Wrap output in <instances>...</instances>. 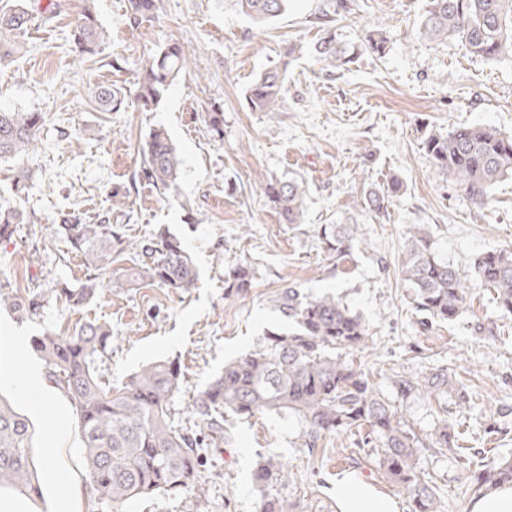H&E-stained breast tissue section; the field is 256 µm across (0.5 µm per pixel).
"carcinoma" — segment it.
Instances as JSON below:
<instances>
[{
    "label": "carcinoma",
    "instance_id": "1",
    "mask_svg": "<svg viewBox=\"0 0 512 512\" xmlns=\"http://www.w3.org/2000/svg\"><path fill=\"white\" fill-rule=\"evenodd\" d=\"M242 12L263 24L280 16L288 0H238ZM130 18L137 23L154 13L156 0H130ZM30 21L24 7L0 13V62L21 53L23 32ZM101 32L91 9H86L73 33L82 55L94 53ZM417 36L423 40H458L471 54L485 60L512 57V0H428ZM387 39L373 30L358 45L342 44L336 32L326 29L314 47L322 69L333 73L365 52L381 55ZM187 52L170 42L144 55L136 101L156 106L165 91L184 71ZM285 72L271 69L247 88L245 101L254 112L276 116L284 106ZM102 108L122 104L121 92L108 86L93 91ZM43 118L38 112L0 110V158L23 155L37 141ZM424 147L437 173L459 186L466 198L486 207L501 180L512 177V133L485 125H457L446 132L433 131ZM142 171L155 185L169 189L181 174L182 159L164 128L153 130L142 146ZM266 195L283 224L302 222L306 187L295 179L272 180ZM357 206L380 210L383 194L370 190L353 200ZM23 215L0 205V239L14 233ZM58 237L81 254L92 273L78 287L58 284V295L68 306L80 308L102 291L101 272L112 266V253L123 245L119 224H81L65 217L51 225ZM321 243L329 257L340 262L361 243L356 224H326ZM140 263V284H158L176 291L196 287L197 271L191 255L165 227L159 226L149 240L135 244ZM472 274L496 293V305L512 314V251L492 249L472 259ZM401 273L415 292L420 312L430 319L451 321L468 305L467 276L441 260L428 229L413 225L403 253ZM252 266L240 263L224 276V288L236 295L251 287ZM34 315L40 308L36 297L0 287V307ZM276 308L286 323L264 332L260 346L224 365L194 400V414L213 443L224 441V412L243 418L269 413L295 415L305 425L304 445L313 448L333 434L368 429L364 444L380 443L379 465L384 474L406 492L411 512H438L439 497L425 473L417 466L426 449H457L448 420L420 436L405 420L365 369L352 356L368 348L369 329L360 312L333 294L313 299L297 286H285ZM49 377L63 390L74 407L84 453L82 466L93 499L117 510L134 498L205 492L200 477L201 447L197 432L187 430L172 412L180 393L182 373L170 361L148 363L118 386L112 385L102 365L112 348V328L105 323L84 322L61 334L47 331L34 339ZM391 382L407 399L425 392L437 399L455 396L467 403L464 386L446 368L422 378L397 373ZM37 475L33 461V428L27 416L0 396V491L28 493ZM289 477L281 460L270 455L254 474L256 484L268 486ZM512 484V459L490 460L473 472L474 493ZM263 512H303L300 502L271 497Z\"/></svg>",
    "mask_w": 512,
    "mask_h": 512
}]
</instances>
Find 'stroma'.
Here are the masks:
<instances>
[{
    "label": "stroma",
    "mask_w": 512,
    "mask_h": 512,
    "mask_svg": "<svg viewBox=\"0 0 512 512\" xmlns=\"http://www.w3.org/2000/svg\"><path fill=\"white\" fill-rule=\"evenodd\" d=\"M88 3L103 39L95 54L82 56L72 32ZM21 4L31 14L28 51L0 64V109L39 112L44 123L22 160H0V203L26 217L11 238L0 239V284L38 295L42 306L33 316L0 308V391L35 428L43 494L28 500L29 512H55L67 480L80 489L75 512L100 510L81 465L70 400L46 402L39 389L25 388L22 362L39 356L29 349L17 358L15 337L67 333L86 321L109 324L112 382L151 361H176L183 383L173 409L189 427L196 422L193 399L225 361L256 348L264 330L280 325L275 301L287 285L312 297L335 294L364 315L372 346L356 359L383 390L398 372L417 376L444 367L462 380L468 407L452 399L400 402L416 433L444 418L468 448V464L512 458V316L477 283L455 320L427 321L398 272L415 224L426 225L438 256L462 270L476 254L512 249V178L496 185L492 204L476 208L453 181L438 176L423 146L430 131L459 124L512 132V58L488 61L455 40L417 39L427 0H289L283 15L262 25L236 0H160L156 17L141 23L131 22L129 0H0V8ZM48 7L49 21L42 15ZM328 23L350 44L384 29L387 48L322 71L313 46ZM170 41L185 47L188 65L160 103L143 110L131 100L139 59ZM291 44L296 52L282 112L250 111L247 87L278 67ZM101 85L125 93L119 109L94 103L90 93ZM212 112L223 113L222 132L209 127ZM157 127L168 131L183 161L177 187L164 192L140 176L141 146ZM21 164L33 172L22 193L13 180ZM292 176L308 186L304 221L283 224L264 188ZM370 189L390 194L381 212L353 203ZM65 214L83 224L124 225L131 239L166 225L194 259L197 288L128 287L135 260L124 251L99 296L67 307L56 284L78 285L88 269L67 242L46 234V225ZM325 224L358 225L364 247L340 262L327 257L319 241ZM244 262L256 271L251 288L226 294L225 270ZM303 429L293 415H227L223 444L201 449L204 496L133 500L122 512H262L270 496L299 500L305 512H337L336 486L347 476L364 479L397 512H410L404 491L379 469L377 448L362 444L358 433L334 434L309 449ZM49 446L56 450L52 475L43 467ZM271 451L287 462L291 477L262 489L254 471ZM419 466L435 483L444 512H470L467 465L429 450Z\"/></svg>",
    "instance_id": "stroma-1"
}]
</instances>
